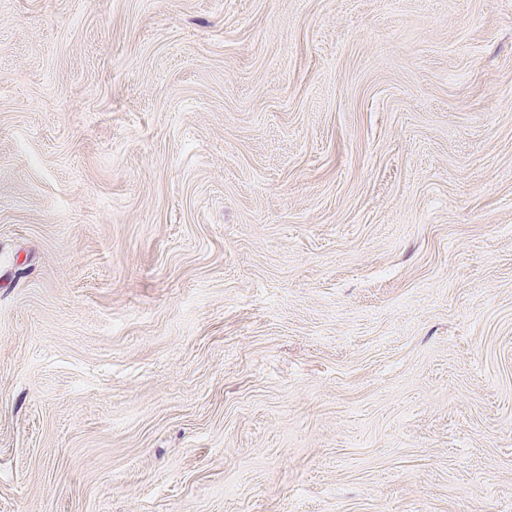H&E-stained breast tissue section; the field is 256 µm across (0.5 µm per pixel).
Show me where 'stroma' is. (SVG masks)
I'll return each mask as SVG.
<instances>
[{
	"label": "stroma",
	"mask_w": 512,
	"mask_h": 512,
	"mask_svg": "<svg viewBox=\"0 0 512 512\" xmlns=\"http://www.w3.org/2000/svg\"><path fill=\"white\" fill-rule=\"evenodd\" d=\"M0 512H512V0H0Z\"/></svg>",
	"instance_id": "35a3bbf8"
}]
</instances>
